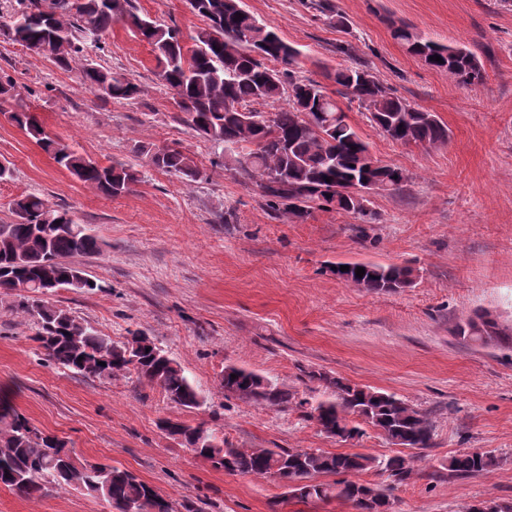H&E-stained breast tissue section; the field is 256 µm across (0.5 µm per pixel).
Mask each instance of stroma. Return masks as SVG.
<instances>
[{
    "label": "stroma",
    "instance_id": "1",
    "mask_svg": "<svg viewBox=\"0 0 512 512\" xmlns=\"http://www.w3.org/2000/svg\"><path fill=\"white\" fill-rule=\"evenodd\" d=\"M141 14L178 25L190 40L205 21L188 0H133ZM308 0H241L298 52L297 75L323 81L343 65L367 70L410 104L448 127L447 145L405 147L379 135L358 102L340 100L349 123L379 159L407 176L399 190L371 195L373 224L313 209L303 222L271 217L256 185L211 165L214 147L187 123L158 80L150 46L122 24L94 62L133 78L135 100H101L78 71L59 69L0 35V72L27 98L46 131L101 165H126L139 180L108 197L61 168L10 119L0 102V223L9 204L35 193L67 208L101 244L73 264L94 281L84 292L59 288L50 305L67 309L113 340L141 331L173 357L202 397L188 409L135 374L89 379L44 361L37 324L0 299V400L43 434L68 441L82 459L135 473L160 495L200 512H357L349 500L299 501L280 483L231 475L198 458L159 424L204 425L240 448H313L401 453L410 482L392 490L394 512H466L483 501H512V348L467 342L459 322L482 309L512 327V0H328L343 27ZM408 24L427 38L462 45L484 77L467 85L406 53L392 37ZM348 47L338 53L337 45ZM183 150L199 168L188 183L152 168L139 146ZM232 222H225V213ZM339 262L406 265L417 278L396 293L339 281ZM254 371L299 397L321 400L318 370L396 394L425 412L432 447L398 449L362 425L340 442L292 408H264L225 395V366ZM467 448L492 452L489 473L449 478L444 464ZM102 499L50 488L28 499L0 488V512H104Z\"/></svg>",
    "mask_w": 512,
    "mask_h": 512
}]
</instances>
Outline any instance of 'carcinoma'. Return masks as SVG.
<instances>
[{"label":"carcinoma","instance_id":"1","mask_svg":"<svg viewBox=\"0 0 512 512\" xmlns=\"http://www.w3.org/2000/svg\"><path fill=\"white\" fill-rule=\"evenodd\" d=\"M9 21L0 30L26 50L50 58L62 70L76 68L82 83L105 99H134L141 88L120 72L87 58L92 44L105 50L104 36L115 23L147 42L155 55L159 77L174 92L176 104L188 124L226 153L239 147L247 152L216 166L236 163V171L260 188L274 213L306 220L312 209L358 213L362 222L376 221V214L357 209L350 188L375 180L384 190H395L406 180L403 171L385 164L372 167L369 148L346 121L336 99L320 82L295 75L299 51L275 29L258 21L240 6V0H197L191 9L207 21L193 37L192 49L181 43L180 29L142 16L131 0H6ZM241 18H236V14ZM392 36L408 53L446 72L461 84L482 78L476 54L461 46L440 44L402 24ZM437 55L442 62L431 60ZM275 66H270V63ZM336 85V94L356 101L369 112L372 127L403 146H439L448 143V127L435 115L416 108L360 68H338L325 74ZM21 96L8 75L0 76V100ZM285 99L276 112H254L259 100ZM10 118L36 140L74 178L108 196H118L138 180L130 166H102L73 146L48 136L37 117L20 104ZM140 154L162 171L194 181L200 171L194 161L175 147H142ZM331 182H326V179ZM13 222L0 224V296L18 297L15 308L37 319L32 340L45 361L86 377L110 380L131 372L161 388L185 408L201 405L200 394L180 364L162 349L141 350L136 364L126 358L133 338L116 342L70 312L46 304L42 296L63 286L93 291L98 284L78 266L67 261L74 255L99 251L98 239L76 223L69 212L40 196L28 194L11 203ZM60 224H55V221ZM365 269L363 277L357 268ZM336 277L371 293L395 292L413 283L409 266L356 262L349 270H334ZM456 335L474 342L488 338L512 344L485 312H476L457 325ZM224 386L234 394L264 406L295 403L316 421L326 435L339 442L360 436L348 416L356 415L394 444L429 448L433 424L426 413L404 400L369 387L352 386L340 377L311 371L309 378L331 391V397L312 404L295 400L290 389L247 369L227 366ZM236 378H231V375ZM207 444L195 454L216 469L229 473L278 478L303 483L301 500L344 497L357 512H382L393 508L391 497L370 486L341 481L316 483L321 475H344L378 467L390 488L407 483L414 475L411 460L403 455L380 462L363 453H327L298 448H236L206 432ZM499 465L494 455L472 449L448 458V478L464 479L484 474ZM72 488L108 501L113 512H127L142 499L159 500L158 512H179L176 505L127 470L83 461L68 441L43 435L12 406L0 403V487L25 497L40 496L48 487Z\"/></svg>","mask_w":512,"mask_h":512}]
</instances>
